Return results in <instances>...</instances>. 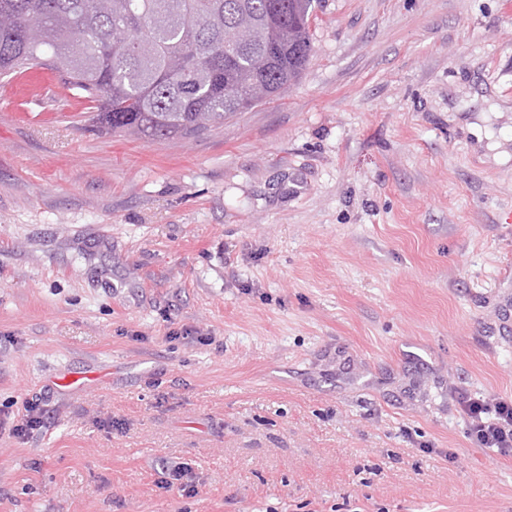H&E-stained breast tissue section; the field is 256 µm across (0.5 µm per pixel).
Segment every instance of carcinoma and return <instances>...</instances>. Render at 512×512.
<instances>
[{
  "mask_svg": "<svg viewBox=\"0 0 512 512\" xmlns=\"http://www.w3.org/2000/svg\"><path fill=\"white\" fill-rule=\"evenodd\" d=\"M0 0V77L46 69L84 123L156 141L279 98L305 69L319 0ZM255 28L240 47L242 20Z\"/></svg>",
  "mask_w": 512,
  "mask_h": 512,
  "instance_id": "carcinoma-1",
  "label": "carcinoma"
}]
</instances>
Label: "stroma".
<instances>
[{
    "mask_svg": "<svg viewBox=\"0 0 512 512\" xmlns=\"http://www.w3.org/2000/svg\"><path fill=\"white\" fill-rule=\"evenodd\" d=\"M317 13L196 137L0 85V512H512L456 402L512 397V0ZM43 416L44 409L40 407L38 401L27 402L20 421L12 426L10 433L16 437L25 436L29 430L42 426Z\"/></svg>",
    "mask_w": 512,
    "mask_h": 512,
    "instance_id": "35a3bbf8",
    "label": "stroma"
}]
</instances>
